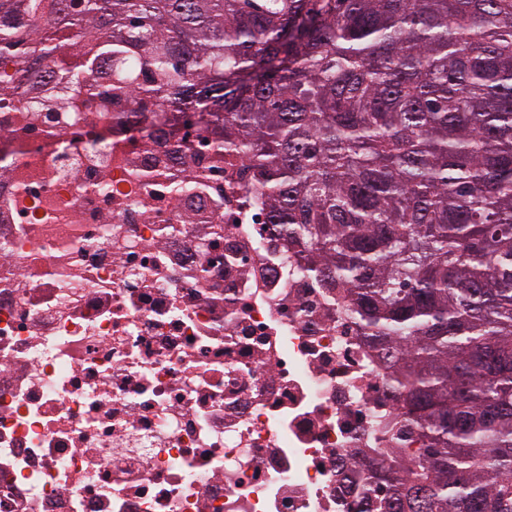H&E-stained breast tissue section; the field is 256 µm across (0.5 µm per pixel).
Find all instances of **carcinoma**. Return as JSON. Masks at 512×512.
Instances as JSON below:
<instances>
[{"label": "carcinoma", "instance_id": "obj_1", "mask_svg": "<svg viewBox=\"0 0 512 512\" xmlns=\"http://www.w3.org/2000/svg\"><path fill=\"white\" fill-rule=\"evenodd\" d=\"M12 78L118 79L244 157L391 361L385 512H512V0H0Z\"/></svg>", "mask_w": 512, "mask_h": 512}]
</instances>
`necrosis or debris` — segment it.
<instances>
[{"instance_id": "1", "label": "necrosis or debris", "mask_w": 512, "mask_h": 512, "mask_svg": "<svg viewBox=\"0 0 512 512\" xmlns=\"http://www.w3.org/2000/svg\"><path fill=\"white\" fill-rule=\"evenodd\" d=\"M95 83L0 92V512H380L361 460L410 441L341 291Z\"/></svg>"}]
</instances>
